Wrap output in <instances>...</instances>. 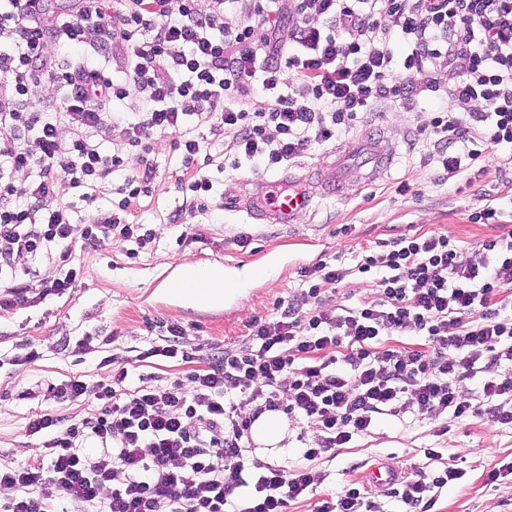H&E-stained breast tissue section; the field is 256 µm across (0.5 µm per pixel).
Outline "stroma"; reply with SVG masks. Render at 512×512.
Masks as SVG:
<instances>
[{
  "label": "stroma",
  "mask_w": 512,
  "mask_h": 512,
  "mask_svg": "<svg viewBox=\"0 0 512 512\" xmlns=\"http://www.w3.org/2000/svg\"><path fill=\"white\" fill-rule=\"evenodd\" d=\"M415 125L412 115L380 107L364 114L335 146L303 153L290 167L292 185L312 189L315 199L292 224L252 219L234 209V197L253 193L275 175L246 167L225 170L224 138L213 132L207 112L192 115L188 124L193 136L208 144L205 173L213 189L205 203H197L188 189L181 156L171 149L170 138L155 137L152 193L140 198L131 216L134 223L149 225L155 240L133 258L128 244L113 239L76 249L74 257L84 275L73 288L0 312V468L14 467L42 449V436L28 434L26 425L52 403L23 398L25 390L78 376L105 378L108 369L102 360L112 356L138 363L143 375L181 376L188 367L178 361L158 356L138 362L146 337L164 335L168 325L176 324L183 328L187 346L241 349L248 322L287 299L300 267L334 258L346 265L359 246L402 233L438 231L472 249L501 235V228L470 223L467 216L481 209L487 197L512 196V169L493 164L478 181L437 184L433 167L413 146ZM366 135L389 155L384 174L370 177L363 155L353 154L343 195H331L322 184L320 163L334 147ZM404 181L412 188L406 196L397 192ZM122 184V176H113L102 183L96 200L75 201L74 223H97L102 212L120 201ZM186 261L221 268L228 277L245 268L255 275L248 288L221 304H196L166 289ZM270 265L275 273L269 277L265 270ZM86 335L101 337L100 347L89 353L75 348V340ZM31 346L38 349L39 359L21 362ZM428 448L456 456L464 472L461 480L443 489L433 512H512V478L485 482L491 463L512 459V429L446 415L382 418L335 459L316 462V470L327 472V479L306 500L289 505L288 512H313L322 498L338 493L347 481L360 480L376 460L412 470Z\"/></svg>",
  "instance_id": "obj_1"
}]
</instances>
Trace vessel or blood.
<instances>
[{"instance_id": "b4317fda", "label": "vessel or blood", "mask_w": 512, "mask_h": 512, "mask_svg": "<svg viewBox=\"0 0 512 512\" xmlns=\"http://www.w3.org/2000/svg\"><path fill=\"white\" fill-rule=\"evenodd\" d=\"M311 200V192L300 188L284 190L282 181L276 180L240 200L238 207L254 219L290 224L309 208ZM403 477V472L392 463L380 460L368 467L364 481L370 488L384 491L396 486Z\"/></svg>"}]
</instances>
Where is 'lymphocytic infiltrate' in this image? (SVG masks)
<instances>
[{
    "label": "lymphocytic infiltrate",
    "mask_w": 512,
    "mask_h": 512,
    "mask_svg": "<svg viewBox=\"0 0 512 512\" xmlns=\"http://www.w3.org/2000/svg\"><path fill=\"white\" fill-rule=\"evenodd\" d=\"M240 19L224 23L225 0H74L68 13L49 0H0V75L13 99L0 101V310L24 301L16 262L57 255L64 270L43 295L64 293L82 275L69 259L99 237L153 242L128 220L156 177L151 138L171 136L189 189L212 190L187 129V105L211 112L225 134L232 168L288 166L332 143L362 114L385 106L417 111L421 100L451 97L416 125V144L445 184L485 172L499 147L512 148V0H237ZM92 45L117 59L115 83L102 68L68 64L59 49ZM58 92L53 111L31 89ZM131 100L114 117L113 100ZM117 133L112 153L93 139ZM138 154L128 170L124 152ZM31 175L26 202L13 177ZM124 177V197L97 225L71 219L75 200H95L102 181ZM480 259L447 235L402 234L359 247L351 267L322 261L299 268L297 287L274 313L248 323L243 351L207 357L185 349L168 326L141 359L190 364L185 377L151 383L112 360L107 380L47 385L63 403L93 399L97 415L54 412L31 418L43 451L0 470L13 496L0 512H56L55 489L74 512H288L313 490L316 461L367 432L381 416L451 415L512 428V233L484 240ZM376 294L327 306L324 295L348 276ZM418 336L422 349L390 344ZM283 412L314 432L295 466L250 455L256 417ZM438 467L406 477L391 495L406 512H431L438 493L463 473L441 451ZM316 512H384L376 492L348 483Z\"/></svg>",
    "instance_id": "f902f5d3"
}]
</instances>
